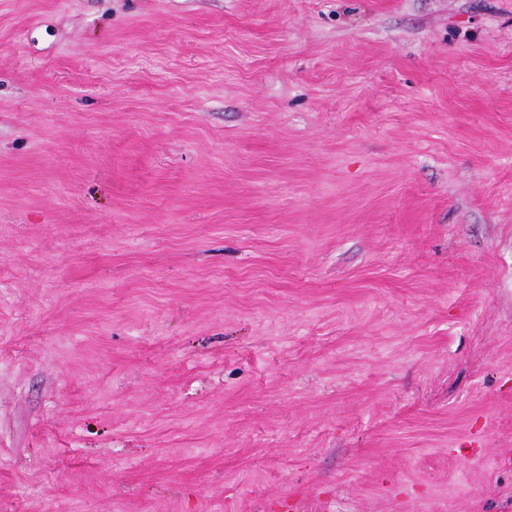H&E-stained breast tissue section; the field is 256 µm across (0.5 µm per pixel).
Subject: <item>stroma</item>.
Listing matches in <instances>:
<instances>
[{
  "label": "stroma",
  "instance_id": "stroma-1",
  "mask_svg": "<svg viewBox=\"0 0 512 512\" xmlns=\"http://www.w3.org/2000/svg\"><path fill=\"white\" fill-rule=\"evenodd\" d=\"M512 0H0V512H512Z\"/></svg>",
  "mask_w": 512,
  "mask_h": 512
}]
</instances>
